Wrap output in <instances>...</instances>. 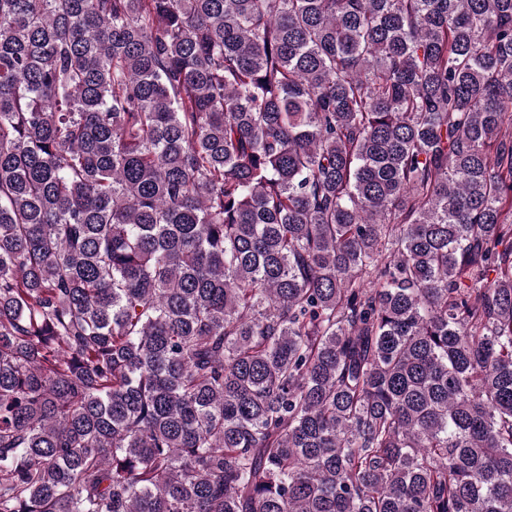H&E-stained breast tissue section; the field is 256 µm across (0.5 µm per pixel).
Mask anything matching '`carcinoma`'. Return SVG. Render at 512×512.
Returning <instances> with one entry per match:
<instances>
[{
    "mask_svg": "<svg viewBox=\"0 0 512 512\" xmlns=\"http://www.w3.org/2000/svg\"><path fill=\"white\" fill-rule=\"evenodd\" d=\"M0 512H512V0H0Z\"/></svg>",
    "mask_w": 512,
    "mask_h": 512,
    "instance_id": "carcinoma-1",
    "label": "carcinoma"
}]
</instances>
